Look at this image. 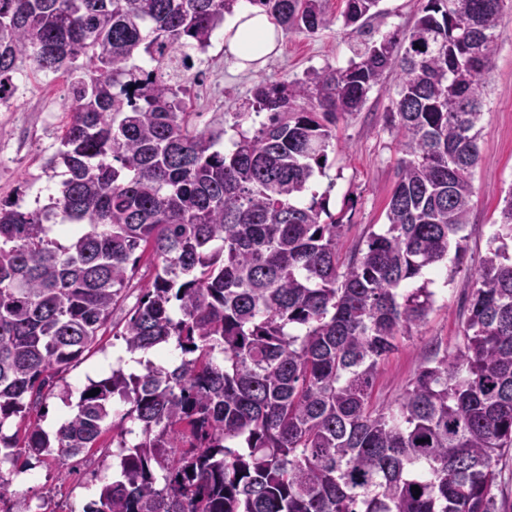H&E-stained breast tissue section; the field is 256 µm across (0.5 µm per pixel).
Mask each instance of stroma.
<instances>
[{
	"label": "stroma",
	"instance_id": "1",
	"mask_svg": "<svg viewBox=\"0 0 512 512\" xmlns=\"http://www.w3.org/2000/svg\"><path fill=\"white\" fill-rule=\"evenodd\" d=\"M422 5L423 0H382V13L370 25L374 38L408 28ZM356 39V34L337 24L312 36L291 33L280 36L274 51L261 63L243 67L227 53L223 35H216L203 56V74L187 97L194 124L224 130L222 146L230 148L236 134L226 123L259 81L293 80L312 68L346 66ZM498 44L477 125L480 161L473 172L466 251L461 264L442 263L448 277L431 283L434 303L425 323L402 337L397 350L380 362L371 399L378 410L401 398L425 358L454 350L462 342L472 294L468 272L477 267L497 229L503 190L512 187V13L505 14L498 28ZM68 103L65 79L39 73L24 81L16 107L0 109V200L20 196L30 209L47 203V196L38 190L59 184L46 161L66 130ZM390 109V98L374 92L360 112L340 117L326 169L311 182L312 190L326 195L329 211L344 224L338 247L343 262L365 246L371 233L384 230L385 209L400 159L395 138L385 124ZM123 349L122 341L107 333L99 345L84 353L39 411L41 427L55 431L72 415L80 390L88 381L109 375ZM111 462L108 449L95 448L64 463L50 458L33 463L29 472L13 478L6 504L14 512H23L27 506L42 507L43 512H69L72 502L87 503L98 493V483L85 481L87 468L102 471Z\"/></svg>",
	"mask_w": 512,
	"mask_h": 512
}]
</instances>
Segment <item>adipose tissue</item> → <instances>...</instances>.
I'll return each mask as SVG.
<instances>
[{"label": "adipose tissue", "mask_w": 512, "mask_h": 512, "mask_svg": "<svg viewBox=\"0 0 512 512\" xmlns=\"http://www.w3.org/2000/svg\"><path fill=\"white\" fill-rule=\"evenodd\" d=\"M226 49L238 61L255 60L275 48V26L260 9L244 7L224 25Z\"/></svg>", "instance_id": "obj_1"}]
</instances>
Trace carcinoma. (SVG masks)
Masks as SVG:
<instances>
[{"label":"carcinoma","mask_w":512,"mask_h":512,"mask_svg":"<svg viewBox=\"0 0 512 512\" xmlns=\"http://www.w3.org/2000/svg\"><path fill=\"white\" fill-rule=\"evenodd\" d=\"M236 2L0 0V91L21 69L62 72L71 112L47 162L65 168L60 195L33 212L0 203V428L101 342L144 255L155 275L121 338L130 354L180 357L89 381L52 434L0 432V467L69 460L110 432L118 470L84 512H499L512 188L462 344L426 359L394 405L370 399L379 362L432 306L409 281L463 250L504 0H426L402 37L362 41L345 67L261 81L226 154L185 97ZM380 2L346 0L341 26L366 32ZM248 3L283 32L335 23L323 0ZM376 87L395 91L403 157L385 231L342 268L343 225L306 194L336 120ZM117 396L129 408L115 416Z\"/></svg>","instance_id":"cac0c4a2"}]
</instances>
